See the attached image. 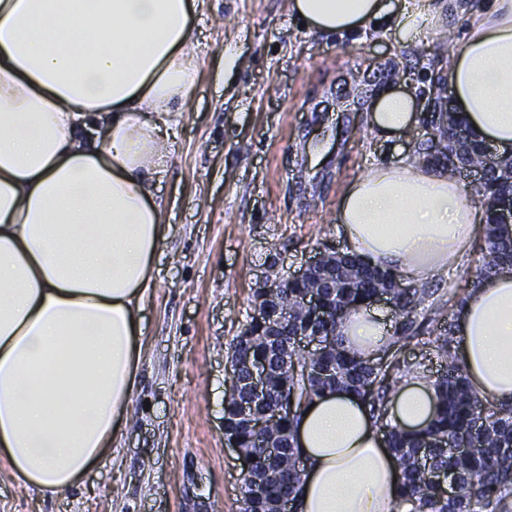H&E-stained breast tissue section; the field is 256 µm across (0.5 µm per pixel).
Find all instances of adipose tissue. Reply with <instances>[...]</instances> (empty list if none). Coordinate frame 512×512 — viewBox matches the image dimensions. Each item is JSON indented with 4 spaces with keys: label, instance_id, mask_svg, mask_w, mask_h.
<instances>
[{
    "label": "adipose tissue",
    "instance_id": "adipose-tissue-1",
    "mask_svg": "<svg viewBox=\"0 0 512 512\" xmlns=\"http://www.w3.org/2000/svg\"><path fill=\"white\" fill-rule=\"evenodd\" d=\"M446 0H288L309 32L389 24L425 40ZM198 0H0V466L63 496L127 425L145 293L168 226L156 200L168 129L198 73ZM441 80L476 139L512 146V0H482ZM368 125L382 141L416 123L411 95L384 87ZM350 252L416 282L447 274L483 232L469 188L422 161L379 165L338 205ZM458 358L480 399L512 400V271L457 307ZM372 359L391 326L375 304L340 326ZM437 410L411 379L387 419L417 433ZM305 469L297 512H394L401 469L356 395L317 396L295 428Z\"/></svg>",
    "mask_w": 512,
    "mask_h": 512
}]
</instances>
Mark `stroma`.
I'll use <instances>...</instances> for the list:
<instances>
[{"instance_id": "obj_1", "label": "stroma", "mask_w": 512, "mask_h": 512, "mask_svg": "<svg viewBox=\"0 0 512 512\" xmlns=\"http://www.w3.org/2000/svg\"><path fill=\"white\" fill-rule=\"evenodd\" d=\"M189 48L193 110L170 130L173 166L157 196L169 230L143 308L142 353L126 429L83 488L23 490L0 468V512H239L243 471L224 437L227 348L269 272L290 277L346 250L342 191L378 164L410 162L412 130L383 143L366 112L382 87L435 95L444 33L406 47L391 33L307 32L287 0H200ZM244 62L224 71L227 33Z\"/></svg>"}]
</instances>
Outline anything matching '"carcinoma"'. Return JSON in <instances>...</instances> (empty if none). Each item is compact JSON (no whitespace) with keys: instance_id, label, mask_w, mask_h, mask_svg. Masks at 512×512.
<instances>
[{"instance_id":"obj_1","label":"carcinoma","mask_w":512,"mask_h":512,"mask_svg":"<svg viewBox=\"0 0 512 512\" xmlns=\"http://www.w3.org/2000/svg\"><path fill=\"white\" fill-rule=\"evenodd\" d=\"M461 126L465 123L452 114L439 117L437 139L424 140L416 154L456 178L461 169L482 165L483 144L468 136L454 148V132ZM450 151L458 156V164L453 166L443 161ZM470 189L471 197L485 212L483 260L471 280L475 289L493 270L512 264V235L491 218L494 198L512 192V186H499L490 178ZM315 287L312 280L303 279L288 283V290L282 292L280 303L288 309V335L244 337L259 326L252 315L243 333L229 343L230 368L242 376L248 375L245 358L264 356L273 342L287 359L297 361L295 366L288 365V374L267 381L258 403L267 425L258 433L240 416L245 401L242 390L231 385L224 394L226 433L243 449L251 475L261 480L257 486L251 480L244 482L240 512H274L283 498H294L303 467L293 442L294 425L314 397L334 389L351 391L369 405L397 457L402 473L397 512L405 505L411 506V512H500L512 499V403L483 401L473 392L459 364L454 326L436 324V318L443 315L439 308L435 317L419 318L428 289L406 282L391 270L373 267L356 254L336 252V288L324 290L320 302L332 309L331 321L321 327L332 334L333 344L315 355L297 350L295 344V334L315 322L313 311L303 305L304 296ZM381 295L396 302L399 320L389 347L372 361L362 360L343 346L338 328L353 306ZM424 332L428 334L424 345L444 371L435 381L438 410L434 420L426 430L410 434L386 420L387 404L398 376L420 369L400 360L399 353ZM467 441L475 442V448L454 452ZM264 443L275 444L279 452L267 454ZM437 473L450 474L461 482L457 497L442 496L433 481Z\"/></svg>"}]
</instances>
